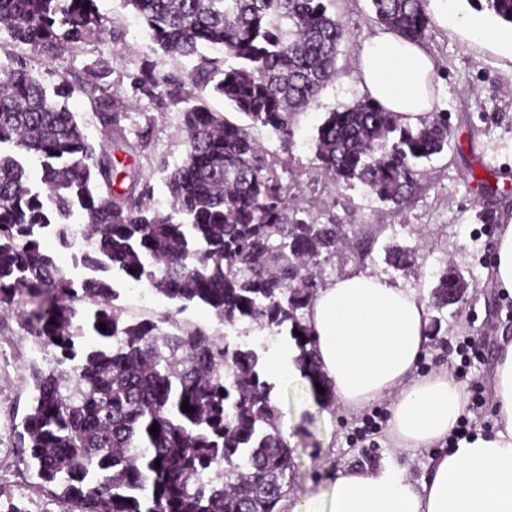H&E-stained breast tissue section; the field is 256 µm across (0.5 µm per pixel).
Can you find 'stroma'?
<instances>
[{"label":"stroma","mask_w":512,"mask_h":512,"mask_svg":"<svg viewBox=\"0 0 512 512\" xmlns=\"http://www.w3.org/2000/svg\"><path fill=\"white\" fill-rule=\"evenodd\" d=\"M99 13L107 17L112 31L121 37L118 47L99 50L82 45L57 62L29 55L26 47L13 43L0 33V64L12 58H27L31 75L46 90L56 83L55 69L67 70L75 91L66 102L84 126L94 144L103 136L94 107L82 88L94 81L98 72L109 74L112 89L130 117L123 123V134L135 139L149 130L151 147L138 164L150 188L149 203L169 212L166 177L179 164L187 149L183 104L164 101L156 104L134 89V79L144 69L157 76L179 80L186 93L194 88L189 75L195 58L169 55L154 48L144 22L124 0H95ZM345 25L348 39L337 61L338 74L320 93L317 103L299 116L290 153H283L267 131L257 137L268 153L275 171L296 195L301 208L320 221L335 218L350 225V235L373 243L363 267L406 288L432 292L438 275L446 266L455 267L469 283L458 304L433 310L441 325L419 367L437 373L447 369L455 356L458 341L470 338L486 345L483 358L473 360L463 388L492 376L501 345L512 340V295L496 288L492 280L493 250L502 225L512 224V53L497 43L472 39L465 22L476 11L468 0H455L448 23H434L424 44L436 61L435 94L438 111L447 113L451 140L447 148L425 162L423 185L406 208L393 209L358 189L336 192L315 160L312 138L327 112L359 100V54L374 30L370 0H335L332 7ZM491 168L499 173L498 192L490 202L497 223L484 224L477 218L484 199L470 170ZM412 251L408 271L394 270L386 261L389 250ZM121 296L118 305L124 319L151 318L161 331L172 324L197 326L232 345H243L270 357L288 347V333L274 334L247 321L226 323L204 305L175 312L174 304L155 293L125 287L115 280ZM30 307L20 308L0 319V489L24 502L28 512H60L58 503L36 494L31 484L33 472L28 458L15 446V427L29 411L33 395V369L54 367L51 351L41 349L30 334ZM272 395L281 412V422L289 431L293 466L288 474L290 499L300 501L328 487L329 478L343 468L398 469L415 484L428 477L442 445L432 448H399L388 438H380L374 449L359 447L351 437L359 416L342 410H328L309 383L299 377L269 376Z\"/></svg>","instance_id":"stroma-1"}]
</instances>
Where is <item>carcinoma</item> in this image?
Segmentation results:
<instances>
[{
    "mask_svg": "<svg viewBox=\"0 0 512 512\" xmlns=\"http://www.w3.org/2000/svg\"><path fill=\"white\" fill-rule=\"evenodd\" d=\"M94 2L0 0V32L51 61L82 44L114 45ZM332 2L125 0L154 45L198 59L195 89H211L247 119L211 112L181 84L141 72V95L185 103L188 148L166 179L168 213L146 202L141 173L117 168L57 101L73 94L66 71H56L51 97L22 59L0 68V312L37 305L33 334L56 361L33 372L17 447L32 460L33 490L62 512H281L293 449L259 354L175 322L173 333L151 319L121 323L111 274L183 306L206 305L227 323L290 325L303 378L332 395L305 310L322 287L314 270L336 256L349 225L302 216L254 135L263 128L288 152L297 118L336 78L347 32ZM370 2L378 26L424 42L433 24L427 0ZM468 2L512 25V0ZM85 93L104 134H119L118 149H147L149 133L134 143L122 136L128 113L107 74ZM449 137L446 112L412 127L365 96L327 113L313 149L336 190L360 187L401 208ZM78 234L93 241L74 256L87 270L80 279L42 245L53 236L68 250ZM387 261L406 271L410 252L393 249ZM450 288L459 298L467 288L452 268L438 277L435 308L456 304ZM87 302L93 308L80 307ZM82 322L98 341H79Z\"/></svg>",
    "mask_w": 512,
    "mask_h": 512,
    "instance_id": "1",
    "label": "carcinoma"
}]
</instances>
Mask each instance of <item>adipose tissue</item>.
Wrapping results in <instances>:
<instances>
[{
  "label": "adipose tissue",
  "instance_id": "adipose-tissue-1",
  "mask_svg": "<svg viewBox=\"0 0 512 512\" xmlns=\"http://www.w3.org/2000/svg\"><path fill=\"white\" fill-rule=\"evenodd\" d=\"M436 63L420 44L383 28L364 42L360 86L403 122L434 109ZM428 297L413 288L352 270L318 289L306 315L315 352L337 407L357 414L391 398L387 436L400 448L445 441L466 413L468 395L448 373L419 376L429 348ZM495 424L437 457L423 483L395 472L347 468L328 491L283 512H512V342L494 373Z\"/></svg>",
  "mask_w": 512,
  "mask_h": 512
}]
</instances>
